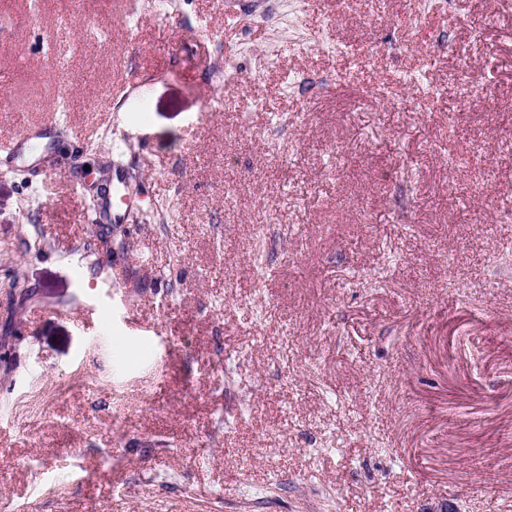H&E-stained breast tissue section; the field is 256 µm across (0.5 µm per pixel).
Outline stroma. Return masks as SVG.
Segmentation results:
<instances>
[{
    "label": "stroma",
    "mask_w": 512,
    "mask_h": 512,
    "mask_svg": "<svg viewBox=\"0 0 512 512\" xmlns=\"http://www.w3.org/2000/svg\"><path fill=\"white\" fill-rule=\"evenodd\" d=\"M129 2L0 0V512H512V0Z\"/></svg>",
    "instance_id": "1"
}]
</instances>
